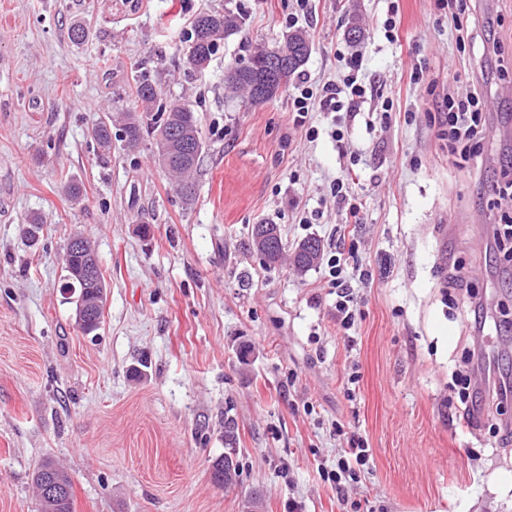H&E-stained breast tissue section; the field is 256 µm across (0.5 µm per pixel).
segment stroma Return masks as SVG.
Returning <instances> with one entry per match:
<instances>
[{
  "label": "stroma",
  "instance_id": "35a3bbf8",
  "mask_svg": "<svg viewBox=\"0 0 512 512\" xmlns=\"http://www.w3.org/2000/svg\"><path fill=\"white\" fill-rule=\"evenodd\" d=\"M469 7L499 57L456 43L445 0H315L302 18L296 0H0V512H40L31 474L47 457L72 476L74 512H349L354 500L361 512H512V394L496 395L512 387V261L489 231L504 208L477 189L512 157V0ZM224 10L241 27L193 72L191 22ZM390 17L396 43L379 31ZM356 20L376 27L374 43L349 41ZM295 29L312 45V87L342 82L353 59L373 91L343 140L319 109L316 139L293 124V89L252 105L225 83L252 47ZM143 74L198 116L192 205L150 141L127 149L116 127L105 153L92 137L108 113L144 111ZM476 83L488 143L465 165L436 116ZM352 172L364 221L349 239L372 277L354 286L349 340L326 265L265 266L252 229L278 225L290 250L311 237L335 249L345 211L332 186ZM34 215L46 226L32 248L19 226ZM77 231L107 286L90 335L65 292ZM454 273L467 290H447ZM463 375L478 427L463 419ZM228 417L241 476L227 492L211 463ZM354 433L370 460L340 498L322 473Z\"/></svg>",
  "mask_w": 512,
  "mask_h": 512
}]
</instances>
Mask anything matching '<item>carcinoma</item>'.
<instances>
[{"mask_svg":"<svg viewBox=\"0 0 512 512\" xmlns=\"http://www.w3.org/2000/svg\"><path fill=\"white\" fill-rule=\"evenodd\" d=\"M212 28L206 39H201L197 23H192V31L186 52L187 63L194 65L195 62H210L216 53L219 44L225 38L235 34L241 27V17L227 11L224 13L211 14ZM294 43L309 44L306 35L301 31H294L286 36L284 43L275 48L263 45L256 46L247 59L231 66L225 76V82L232 88L244 91L247 96H252L249 72L260 66L268 53H283L288 51ZM308 60V56L299 57L291 66L287 67L280 76V91H285L297 74L298 70ZM134 92L137 98L144 103H153L159 96L160 91L157 85L146 76H141L135 81ZM176 118L179 125L188 128L193 134L195 150L192 154L181 152L170 160L168 171L179 179L180 191L195 189L194 175L200 164L203 150L199 120L196 113L185 103L172 101L161 107L160 112L136 113L124 112L119 116L124 132V141L130 148L138 147L145 136L156 135L157 130ZM92 135L97 144L104 150L112 146V116L100 121L92 129ZM44 227L43 219L34 216L22 225V231L26 238L33 244L37 243L40 233ZM69 241L79 246L80 254L65 259V268L68 278L72 281L78 294L91 302L99 297L105 281L99 266H94L95 280H90L85 275L86 261L93 260L96 256L90 241L81 232L72 234ZM317 249L308 252L305 244H299L294 250L293 263L299 270H307L313 266L320 256L322 243L314 239ZM103 319V307H93L90 314L79 312L76 314L75 323L77 328L84 333H92L99 329ZM240 467L230 471L224 468V457H218L212 462V479L215 484L230 491L239 485ZM33 483L38 492L41 512H74V486L70 474L57 466L53 461H44L32 475Z\"/></svg>","mask_w":512,"mask_h":512,"instance_id":"obj_1","label":"carcinoma"}]
</instances>
